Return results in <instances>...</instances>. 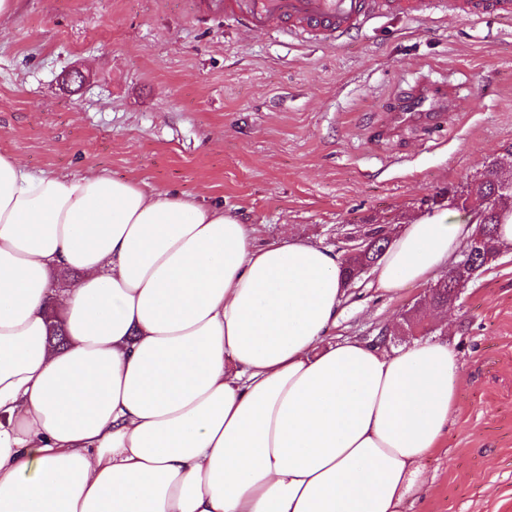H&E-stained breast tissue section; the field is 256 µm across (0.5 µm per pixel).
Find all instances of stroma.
I'll return each instance as SVG.
<instances>
[{
  "instance_id": "stroma-1",
  "label": "stroma",
  "mask_w": 512,
  "mask_h": 512,
  "mask_svg": "<svg viewBox=\"0 0 512 512\" xmlns=\"http://www.w3.org/2000/svg\"><path fill=\"white\" fill-rule=\"evenodd\" d=\"M81 68L86 84L66 72ZM471 103L446 130L374 137L422 78ZM0 153L46 175L100 174L223 202L261 239L287 232L340 251L347 233L512 168V20L426 9L385 17L343 45L265 35L195 0H17L0 18ZM351 285L335 333L371 340L427 292ZM445 341L456 408L421 463L405 512H512V250L472 279Z\"/></svg>"
}]
</instances>
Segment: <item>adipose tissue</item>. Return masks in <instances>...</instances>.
I'll return each mask as SVG.
<instances>
[{"label": "adipose tissue", "mask_w": 512, "mask_h": 512, "mask_svg": "<svg viewBox=\"0 0 512 512\" xmlns=\"http://www.w3.org/2000/svg\"><path fill=\"white\" fill-rule=\"evenodd\" d=\"M474 230L441 212L393 232L376 292L436 279ZM347 295L299 234L0 154V512H403L457 356L333 338Z\"/></svg>", "instance_id": "1"}]
</instances>
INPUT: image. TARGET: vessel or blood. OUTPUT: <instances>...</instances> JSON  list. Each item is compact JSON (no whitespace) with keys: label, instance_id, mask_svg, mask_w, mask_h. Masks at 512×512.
I'll return each mask as SVG.
<instances>
[{"label":"vessel or blood","instance_id":"1","mask_svg":"<svg viewBox=\"0 0 512 512\" xmlns=\"http://www.w3.org/2000/svg\"><path fill=\"white\" fill-rule=\"evenodd\" d=\"M424 0H199L207 13L242 24L262 34L282 24L290 35L312 41L340 44L362 31L375 18L419 16ZM451 12L471 20L494 14L512 19V0H447ZM448 96L447 84L422 79L401 96L383 120V133L413 124L441 130L448 114L441 104Z\"/></svg>","mask_w":512,"mask_h":512}]
</instances>
